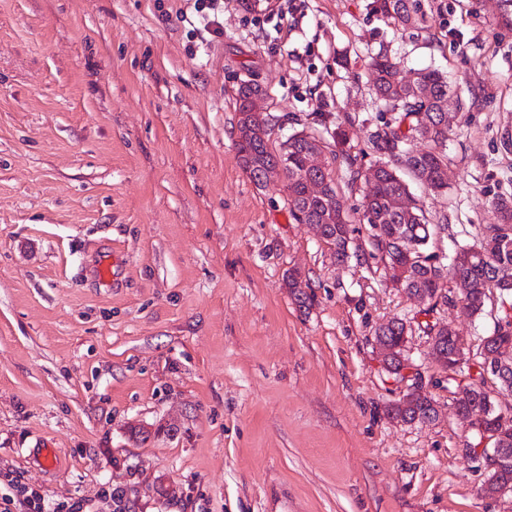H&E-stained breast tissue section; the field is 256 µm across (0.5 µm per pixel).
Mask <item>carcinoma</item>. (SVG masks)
I'll return each instance as SVG.
<instances>
[{"mask_svg":"<svg viewBox=\"0 0 512 512\" xmlns=\"http://www.w3.org/2000/svg\"><path fill=\"white\" fill-rule=\"evenodd\" d=\"M381 14L406 24L411 20L408 0H375ZM372 90L376 98L396 113L394 122L371 133L376 149L387 156L365 170L350 152L351 119L344 118L326 129L328 138L302 129L283 141V153L268 147L269 114L259 105L267 92L255 82H244L235 95L236 157L240 167L260 189L279 186L286 193L288 209L298 224H314L318 240L338 263L350 258L374 261L384 282L401 289L424 303L419 314L431 317L438 308L457 309L465 316L482 314L494 295H512V200L493 202L496 222L481 228L478 243L458 248L448 263L429 250L433 233L424 209L413 198L404 174L433 192L448 187V160L443 146L448 141L455 114L448 111V79L436 70L426 69L413 81L402 78L398 65L387 55L370 57ZM418 135L430 146L412 152L405 141ZM340 160L347 185L362 189V214L352 217L344 210L339 185L326 177L330 171L326 154ZM365 226L367 245L353 244L356 228ZM462 279L467 288L455 295L447 284ZM286 286L301 308L311 305L309 282L298 270L286 275ZM431 358L442 370L452 369L446 378L448 392L462 393L456 407L469 419V431L478 436L496 435L501 448L512 451V410H489L491 392L485 388L483 362L511 366V376L494 373L490 378L499 389L512 390V326L498 327L478 343L467 348L459 345L455 326L441 318L426 323ZM409 328L393 318L374 329V339L385 346L381 362L385 370L400 375L408 361L406 343ZM386 414L402 422L429 423L437 419L436 400L429 393H404L386 405ZM512 484V468L496 462L487 464L482 492L491 497Z\"/></svg>","mask_w":512,"mask_h":512,"instance_id":"cac0c4a2","label":"carcinoma"}]
</instances>
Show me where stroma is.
Segmentation results:
<instances>
[{"mask_svg": "<svg viewBox=\"0 0 512 512\" xmlns=\"http://www.w3.org/2000/svg\"><path fill=\"white\" fill-rule=\"evenodd\" d=\"M184 0H0V495L113 512H503L460 451L425 318L356 260L335 263L279 187L258 189L234 149L235 94L267 91L286 132L350 117L363 167L393 114L371 93L386 51L405 76H447L461 114L448 187L411 184L450 256L512 196V0H295L283 32L224 0L209 43ZM314 300L299 309L284 274ZM512 308H441L467 342ZM410 324L409 354L437 400L430 424L384 407L404 384L372 344ZM150 430L144 441L130 427ZM44 445L51 456L31 450ZM376 10L402 24L411 20L408 0H375Z\"/></svg>", "mask_w": 512, "mask_h": 512, "instance_id": "stroma-1", "label": "stroma"}]
</instances>
